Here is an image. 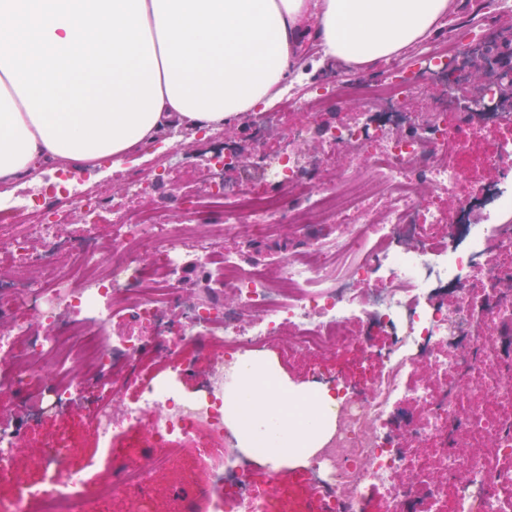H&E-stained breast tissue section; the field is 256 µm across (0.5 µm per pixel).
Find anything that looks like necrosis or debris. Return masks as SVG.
I'll return each mask as SVG.
<instances>
[{
  "instance_id": "obj_1",
  "label": "necrosis or debris",
  "mask_w": 512,
  "mask_h": 512,
  "mask_svg": "<svg viewBox=\"0 0 512 512\" xmlns=\"http://www.w3.org/2000/svg\"><path fill=\"white\" fill-rule=\"evenodd\" d=\"M487 38L474 31L408 60L389 59L384 76L361 89L358 116L345 121L319 119L343 93L339 77L284 94L277 110L252 115L257 139L284 143L260 151L259 189L225 182L237 153L221 144L201 160V198L184 208L181 223L157 206L136 207L155 191L154 181L141 178L126 182L124 207L103 186L71 194L67 208L54 188L0 208V255L13 259L8 304L0 307V397L23 399L30 421L72 413L78 382L63 373L71 361L97 372L117 358L137 367L145 337L175 333L169 305L181 309L180 337L223 346L192 394L177 389L185 370L175 366L143 380L134 402H88L101 449L123 427L147 432L141 447L113 455L112 481L62 480L50 456L44 483L19 486L0 512H83L86 500L120 490L149 512L142 495L153 466L168 462L176 441L196 439L221 448L227 463L220 499L190 481L186 512H206L213 502L220 512H288L280 494L251 481L255 460L224 424V390L257 352L281 351V338L318 356L373 330L386 341L370 351L374 370L363 385L311 375L313 389L336 394L299 470L311 503L318 512H367L376 493L383 512H512V179L502 174L512 166V112L500 109L496 77L471 99L456 88L451 68L467 43ZM417 83L445 91L426 119L395 134ZM287 111L305 113L306 122L283 126ZM483 126L509 131L483 157L494 177L449 222L435 195H454L461 160ZM317 136L348 162L325 166L312 183L303 147ZM475 206L492 207L495 221L470 223ZM75 210L88 223L61 235ZM211 211L224 216L213 231ZM285 223L296 228L300 248L275 266L224 248L225 235L247 244ZM321 224L335 226L334 240L316 235ZM101 251L111 253L109 266L98 264ZM190 260L223 283L226 303L185 297L179 273ZM118 316L131 325L128 335H110Z\"/></svg>"
}]
</instances>
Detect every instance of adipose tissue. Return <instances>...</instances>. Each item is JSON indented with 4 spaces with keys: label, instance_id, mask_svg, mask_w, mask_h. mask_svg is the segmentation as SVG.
I'll return each mask as SVG.
<instances>
[{
    "label": "adipose tissue",
    "instance_id": "obj_1",
    "mask_svg": "<svg viewBox=\"0 0 512 512\" xmlns=\"http://www.w3.org/2000/svg\"><path fill=\"white\" fill-rule=\"evenodd\" d=\"M450 0H0V185L64 164L124 170L166 133L224 127L270 105L306 60L354 70L445 23ZM289 395L251 365L227 399L276 462L306 443L271 437Z\"/></svg>",
    "mask_w": 512,
    "mask_h": 512
}]
</instances>
